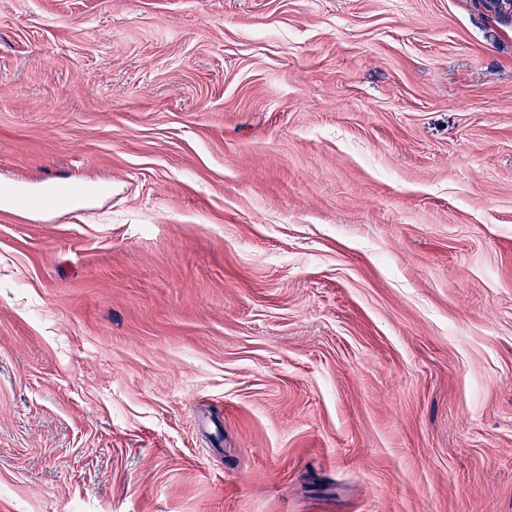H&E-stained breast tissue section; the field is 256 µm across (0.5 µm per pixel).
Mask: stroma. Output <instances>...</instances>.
I'll list each match as a JSON object with an SVG mask.
<instances>
[{"label": "stroma", "mask_w": 512, "mask_h": 512, "mask_svg": "<svg viewBox=\"0 0 512 512\" xmlns=\"http://www.w3.org/2000/svg\"><path fill=\"white\" fill-rule=\"evenodd\" d=\"M0 512H512V17L0 0ZM15 191L3 197L1 201L20 209L31 212H42L57 209L64 191L55 184H45L38 190L23 189L15 186Z\"/></svg>", "instance_id": "obj_1"}]
</instances>
